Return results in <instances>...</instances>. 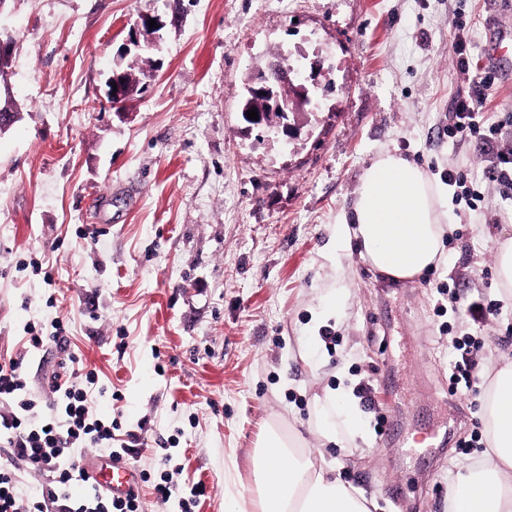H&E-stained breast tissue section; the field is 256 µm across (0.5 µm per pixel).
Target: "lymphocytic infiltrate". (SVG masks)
<instances>
[{"instance_id":"1","label":"lymphocytic infiltrate","mask_w":512,"mask_h":512,"mask_svg":"<svg viewBox=\"0 0 512 512\" xmlns=\"http://www.w3.org/2000/svg\"><path fill=\"white\" fill-rule=\"evenodd\" d=\"M450 131L471 142L476 149L496 144L499 127L482 112L481 100L460 103ZM98 383L94 371L85 370L82 360L70 356L62 371L53 372L49 386L53 394L45 402L33 394L22 371V362H0V512H139L137 494L113 498L94 486L82 496H72L71 482L82 472L81 451L111 448L114 420L98 418L89 410V392ZM53 418L39 422L42 410ZM28 468L44 479L42 493L26 497L19 493V472Z\"/></svg>"}]
</instances>
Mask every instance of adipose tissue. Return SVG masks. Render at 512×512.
Wrapping results in <instances>:
<instances>
[{
    "label": "adipose tissue",
    "instance_id": "ef3b65f1",
    "mask_svg": "<svg viewBox=\"0 0 512 512\" xmlns=\"http://www.w3.org/2000/svg\"><path fill=\"white\" fill-rule=\"evenodd\" d=\"M446 188L398 153L384 151L364 171L355 202L336 226L344 242H357L376 271L411 280L443 260L448 214ZM483 405L487 446L461 465L448 490V512H512V359L494 360ZM323 446L304 448L298 432L269 423L260 442L254 476L259 512H371L368 501L346 486L325 456L359 434L346 394L324 389L315 397Z\"/></svg>",
    "mask_w": 512,
    "mask_h": 512
}]
</instances>
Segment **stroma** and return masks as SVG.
Returning <instances> with one entry per match:
<instances>
[{
  "instance_id": "35a3bbf8",
  "label": "stroma",
  "mask_w": 512,
  "mask_h": 512,
  "mask_svg": "<svg viewBox=\"0 0 512 512\" xmlns=\"http://www.w3.org/2000/svg\"><path fill=\"white\" fill-rule=\"evenodd\" d=\"M142 14L162 24L147 55L128 41ZM1 31L20 117L0 134V355H23L33 391L47 395L54 365L80 356L109 388L93 413L117 439L139 437L125 456L137 473L167 471L183 492L204 483L193 512L241 498L257 512L266 425L318 448L315 395L367 389L337 475L371 512H446L458 466L487 446L483 391H452L454 344L481 341L482 365L512 354L493 253L512 235V195L485 175L493 154L448 134L472 93L453 43L488 69L490 46L512 39V0H298L291 13L282 0H6ZM280 48L335 80L288 137L248 128L239 109ZM133 62L144 89L118 112L107 81ZM482 110L512 146V80ZM383 149L436 180L462 169L484 196L449 202L444 261L414 280L333 237ZM451 291L502 307L477 325L450 309ZM55 319L66 349L24 355L26 326ZM428 430L450 439L404 452Z\"/></svg>"
}]
</instances>
